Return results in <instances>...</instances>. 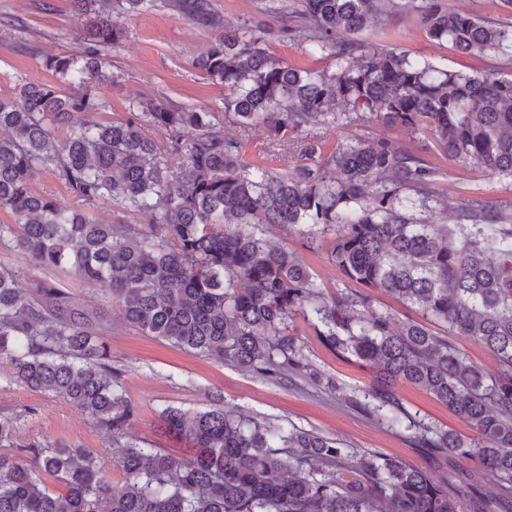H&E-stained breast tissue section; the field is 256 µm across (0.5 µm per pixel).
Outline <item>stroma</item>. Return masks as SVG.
<instances>
[{"instance_id":"1","label":"stroma","mask_w":512,"mask_h":512,"mask_svg":"<svg viewBox=\"0 0 512 512\" xmlns=\"http://www.w3.org/2000/svg\"><path fill=\"white\" fill-rule=\"evenodd\" d=\"M214 11L225 23L264 24L279 28L278 19L261 11V0H211ZM389 42L396 51L423 57L436 67L453 70H494L504 79L512 78V61L503 57H475L459 54L451 45L427 39L417 13L407 0H390ZM85 19L75 13L70 0H0V96L13 93L18 83H55L46 69L47 56L68 52L81 54ZM125 34L111 51L115 83L105 86L109 102L106 111L94 113L97 121L129 118V106L138 98L163 101L174 107H193L222 117L226 138L240 146L245 164L270 170H284V153L272 147L264 127H242L226 120L224 88L204 78L193 66V59L221 39L219 27H204L177 10L155 0L143 12L121 17ZM303 32L270 40L267 51L274 59L299 68H332L331 59L304 52ZM321 155H329L337 143L354 139L387 138L400 149L446 169L440 186L451 199L474 197L493 203L512 201V182L487 174L481 168H460L448 164L434 139L410 129L384 127L364 119L339 118L336 125L310 129ZM266 240L276 247L295 252L329 294L343 293V277L331 262L328 235L307 237L300 229L266 228ZM76 303L100 312L107 325L105 341L112 352V364L123 369V382L140 414L125 434L126 440L163 443L178 454H188L185 442L160 439L156 430L159 409L172 405L199 411L207 409L213 396H221L227 410L259 422L270 421L296 426L336 439L351 453H374L401 459L423 468L437 479L476 475L478 460L451 459L435 463L412 448L406 433L379 423L351 406L348 396L364 397L372 385L371 366L356 358L328 349L314 329L302 318H294L291 333L313 367L333 380L336 390H328L296 377L279 383L245 371L228 362H217L171 343L144 335L123 319L117 302L108 300L98 288H77ZM395 394L407 413L431 427L452 432L465 439L475 436L469 423L424 389L397 384ZM0 415L17 417L19 424L12 439L14 447L32 443L63 442L97 454L112 474L115 487H123L125 476L115 461L119 455L109 438L102 435L80 409L48 392L31 391L10 382L0 368Z\"/></svg>"}]
</instances>
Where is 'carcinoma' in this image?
Segmentation results:
<instances>
[{
	"instance_id": "cac0c4a2",
	"label": "carcinoma",
	"mask_w": 512,
	"mask_h": 512,
	"mask_svg": "<svg viewBox=\"0 0 512 512\" xmlns=\"http://www.w3.org/2000/svg\"><path fill=\"white\" fill-rule=\"evenodd\" d=\"M150 0H72L87 17L83 55L45 59L56 84L22 83L0 96V249L21 250L33 270L61 282L18 286L0 267V361L10 380L49 392L85 412L112 438L139 414L121 369L102 341L100 316L79 306L63 284L103 289L125 321L148 336L230 362L262 377L319 375L288 322L301 316L334 351L371 365L376 380L352 405L402 427L433 461L475 457L491 501L463 499L452 481L394 458L353 456L334 439L261 423L224 409L167 406L164 431L186 439L182 458L153 444L120 445L124 487L85 448L46 444L0 453V512H512V210L470 199L437 207L441 169L387 139L336 144L325 159L309 140L289 153L284 172L249 170L239 144L213 112L149 99L123 121L84 122L102 112L97 94L117 78L109 51L131 16ZM192 21L218 27L210 0H171ZM429 40L466 56L512 60V23L420 0ZM280 32H306L303 49L333 59L334 70L299 69L272 58L270 27L224 30L193 66L224 86V116L260 123L275 142L288 133L336 123L340 112L431 133L448 160L512 179V79L489 71L441 70L388 43V0H263ZM343 32L344 41L336 40ZM172 133L162 148L147 128ZM51 168L86 206L103 200L143 216L114 224L36 193L34 175ZM301 224L334 231L329 258L346 293L321 287L298 256L274 248L263 226ZM382 290L417 307L444 335L388 313L355 310ZM473 336L492 351L496 371L475 365L448 341ZM415 384L470 422L468 442L410 420L396 382ZM53 478L66 492L50 489Z\"/></svg>"
}]
</instances>
